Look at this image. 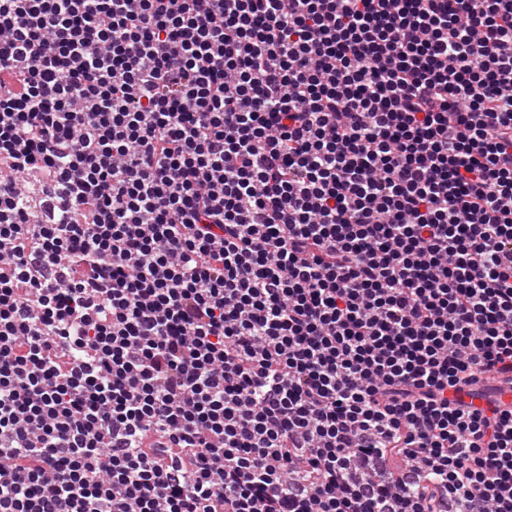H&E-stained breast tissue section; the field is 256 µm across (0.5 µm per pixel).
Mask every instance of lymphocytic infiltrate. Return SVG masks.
<instances>
[{
    "label": "lymphocytic infiltrate",
    "instance_id": "f902f5d3",
    "mask_svg": "<svg viewBox=\"0 0 512 512\" xmlns=\"http://www.w3.org/2000/svg\"><path fill=\"white\" fill-rule=\"evenodd\" d=\"M512 0H0V512H512Z\"/></svg>",
    "mask_w": 512,
    "mask_h": 512
}]
</instances>
